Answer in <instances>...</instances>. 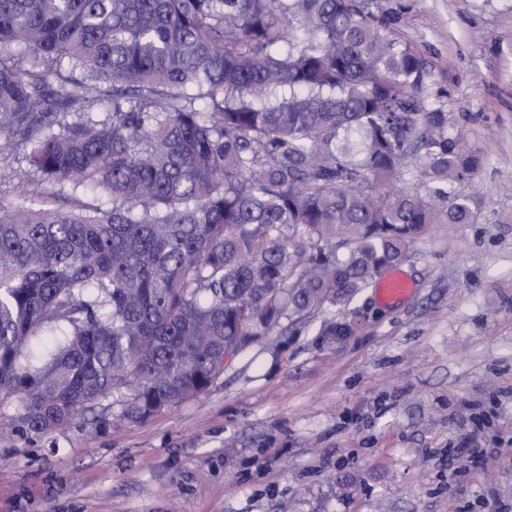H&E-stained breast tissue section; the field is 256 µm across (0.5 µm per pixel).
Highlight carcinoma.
<instances>
[{
	"label": "carcinoma",
	"instance_id": "1",
	"mask_svg": "<svg viewBox=\"0 0 512 512\" xmlns=\"http://www.w3.org/2000/svg\"><path fill=\"white\" fill-rule=\"evenodd\" d=\"M428 79L367 0H0V153L37 197L0 191L11 433L198 397L224 355L469 223L448 184L481 156Z\"/></svg>",
	"mask_w": 512,
	"mask_h": 512
}]
</instances>
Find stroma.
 Wrapping results in <instances>:
<instances>
[{
	"label": "stroma",
	"mask_w": 512,
	"mask_h": 512,
	"mask_svg": "<svg viewBox=\"0 0 512 512\" xmlns=\"http://www.w3.org/2000/svg\"><path fill=\"white\" fill-rule=\"evenodd\" d=\"M369 9L485 158L454 185L470 223L399 263L407 302L366 288L281 320L201 397L131 422L113 395L52 440L0 444V512H512V0Z\"/></svg>",
	"instance_id": "obj_1"
}]
</instances>
